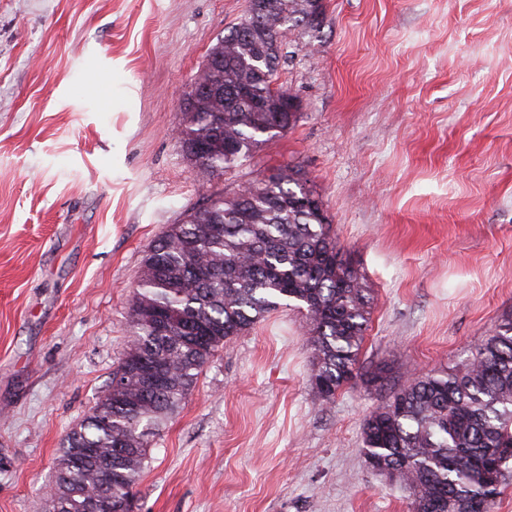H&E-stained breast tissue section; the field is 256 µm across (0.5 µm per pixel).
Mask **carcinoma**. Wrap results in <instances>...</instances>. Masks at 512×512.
<instances>
[{"instance_id":"cac0c4a2","label":"carcinoma","mask_w":512,"mask_h":512,"mask_svg":"<svg viewBox=\"0 0 512 512\" xmlns=\"http://www.w3.org/2000/svg\"><path fill=\"white\" fill-rule=\"evenodd\" d=\"M308 0H270L248 13L207 57L197 79L224 87L193 99L178 136L192 165L219 175L288 131L297 112H264L260 74L279 79L295 52L285 32L311 30ZM204 148L192 160L187 144ZM305 311L310 380L324 402L354 378L373 297L342 256L331 219L301 170L284 166L232 196L187 213L142 257L133 331L92 414L66 437L45 512H124L134 498L151 438L193 389L224 342L282 303ZM92 448L78 467L71 457ZM370 467L394 474L411 512H495L512 479V316L472 356L403 384L364 420Z\"/></svg>"}]
</instances>
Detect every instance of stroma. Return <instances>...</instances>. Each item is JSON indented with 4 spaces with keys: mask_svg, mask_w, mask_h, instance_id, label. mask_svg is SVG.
Wrapping results in <instances>:
<instances>
[{
    "mask_svg": "<svg viewBox=\"0 0 512 512\" xmlns=\"http://www.w3.org/2000/svg\"><path fill=\"white\" fill-rule=\"evenodd\" d=\"M323 3L318 30L285 35L298 121L208 177L181 99L246 0H0V512H44L125 351L149 244L287 165L373 292L358 372L322 401L303 314L271 311L153 438L134 512H410L368 467L363 421L512 314V0Z\"/></svg>",
    "mask_w": 512,
    "mask_h": 512,
    "instance_id": "1",
    "label": "stroma"
}]
</instances>
